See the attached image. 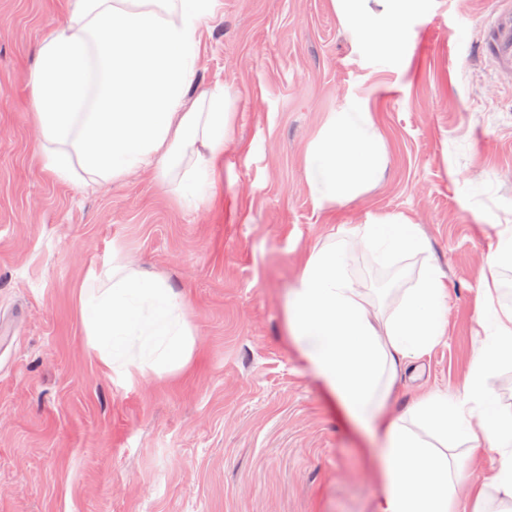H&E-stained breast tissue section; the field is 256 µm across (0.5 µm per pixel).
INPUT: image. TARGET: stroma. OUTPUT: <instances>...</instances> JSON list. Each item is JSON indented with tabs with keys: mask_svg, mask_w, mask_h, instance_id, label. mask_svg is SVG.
<instances>
[{
	"mask_svg": "<svg viewBox=\"0 0 512 512\" xmlns=\"http://www.w3.org/2000/svg\"><path fill=\"white\" fill-rule=\"evenodd\" d=\"M70 0H0V512H374L380 442L356 425L288 331L286 296L309 247L340 224L400 214L425 251L349 258L391 313L425 264L448 284V334L415 391L461 388L475 349L479 278L512 225V82L478 52L490 0H427L408 51L378 61L330 0H221L188 91L221 84L234 140L212 198L183 205L152 175L84 189L34 156L28 77ZM366 103L388 151L377 182L319 206L309 143ZM120 258L186 302L182 370L128 380L89 343L78 295Z\"/></svg>",
	"mask_w": 512,
	"mask_h": 512,
	"instance_id": "stroma-1",
	"label": "stroma"
}]
</instances>
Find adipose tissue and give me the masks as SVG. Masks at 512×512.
Masks as SVG:
<instances>
[{"label": "adipose tissue", "instance_id": "obj_1", "mask_svg": "<svg viewBox=\"0 0 512 512\" xmlns=\"http://www.w3.org/2000/svg\"><path fill=\"white\" fill-rule=\"evenodd\" d=\"M356 43L384 59L405 51L410 15L424 0H330ZM219 0H72L67 22L50 28L30 79L37 154L56 179L83 188L149 171L163 182L183 169L177 191L202 201L224 170L232 98L221 85L188 100L202 36ZM385 142L361 103L333 113L310 145L305 170L324 206L343 205L369 189L386 167ZM488 274L479 280V326L464 385L424 391L402 415L388 414L400 374L448 333V285L425 268L390 315L358 288L348 258L362 249L402 256L423 249L404 217L378 215L339 225L300 265L287 304L288 325L315 376L356 423L385 443L382 492L375 512H461L462 469L448 440L497 455L489 478L512 500V411L501 409L490 380L512 358V306L501 304L497 268L512 266V226L496 232ZM79 304L103 367L126 376L151 367L184 368L192 355L184 299L162 277L113 261L90 274ZM480 427H473L475 416Z\"/></svg>", "mask_w": 512, "mask_h": 512}]
</instances>
